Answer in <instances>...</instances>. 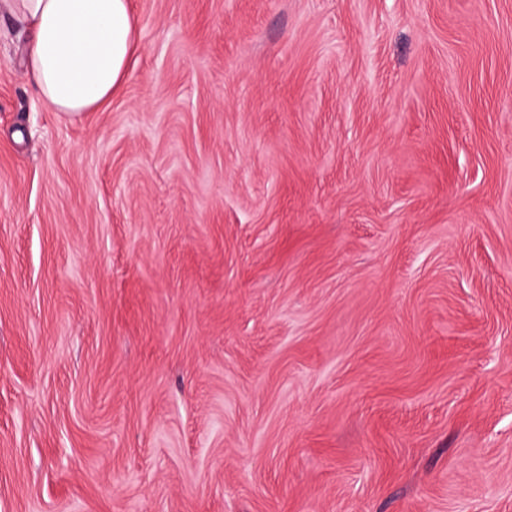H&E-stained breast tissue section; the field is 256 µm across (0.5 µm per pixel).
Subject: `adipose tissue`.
<instances>
[{"mask_svg":"<svg viewBox=\"0 0 512 512\" xmlns=\"http://www.w3.org/2000/svg\"><path fill=\"white\" fill-rule=\"evenodd\" d=\"M29 34L27 72L52 110L99 109L123 82L135 48L130 0H0Z\"/></svg>","mask_w":512,"mask_h":512,"instance_id":"adipose-tissue-1","label":"adipose tissue"}]
</instances>
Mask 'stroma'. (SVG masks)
Wrapping results in <instances>:
<instances>
[{"label":"stroma","mask_w":512,"mask_h":512,"mask_svg":"<svg viewBox=\"0 0 512 512\" xmlns=\"http://www.w3.org/2000/svg\"><path fill=\"white\" fill-rule=\"evenodd\" d=\"M130 7L0 17V512H512V0ZM1 13L30 35L27 72L55 112L97 110L123 82L136 43L129 0H1Z\"/></svg>","instance_id":"1"}]
</instances>
